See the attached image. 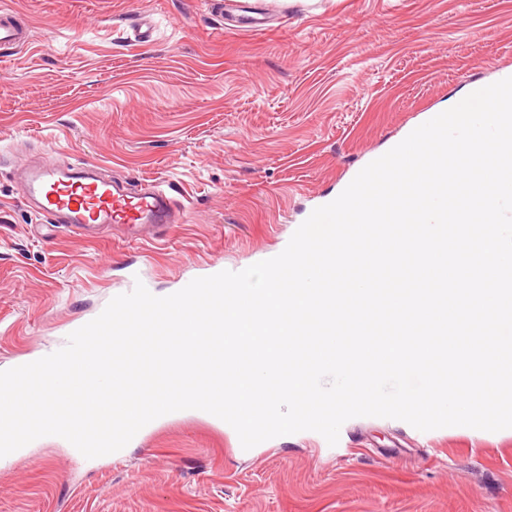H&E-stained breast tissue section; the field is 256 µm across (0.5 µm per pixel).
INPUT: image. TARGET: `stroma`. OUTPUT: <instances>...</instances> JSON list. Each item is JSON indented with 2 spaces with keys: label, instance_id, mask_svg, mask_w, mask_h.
<instances>
[{
  "label": "stroma",
  "instance_id": "obj_1",
  "mask_svg": "<svg viewBox=\"0 0 512 512\" xmlns=\"http://www.w3.org/2000/svg\"><path fill=\"white\" fill-rule=\"evenodd\" d=\"M0 49V371L64 346L109 301L280 254L311 212L476 86L512 73V0H9ZM148 42H131L138 16ZM161 184L184 216L150 243L29 208L21 162ZM0 512H512V429L356 417L243 449L186 413L120 455L37 439L0 465ZM30 36L29 27L17 18L14 9L0 4V47L16 48L25 45Z\"/></svg>",
  "mask_w": 512,
  "mask_h": 512
}]
</instances>
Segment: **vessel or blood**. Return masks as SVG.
I'll list each match as a JSON object with an SVG mask.
<instances>
[{
  "mask_svg": "<svg viewBox=\"0 0 512 512\" xmlns=\"http://www.w3.org/2000/svg\"><path fill=\"white\" fill-rule=\"evenodd\" d=\"M29 36L28 26L0 0V47L23 46ZM23 194L40 214L58 218L68 228L84 233L112 225L120 228L123 235L144 242L148 229H164L180 219L170 197L159 185L147 182L131 187L107 180L99 176L96 165L80 160L62 168H27Z\"/></svg>",
  "mask_w": 512,
  "mask_h": 512,
  "instance_id": "b4317fda",
  "label": "vessel or blood"
}]
</instances>
